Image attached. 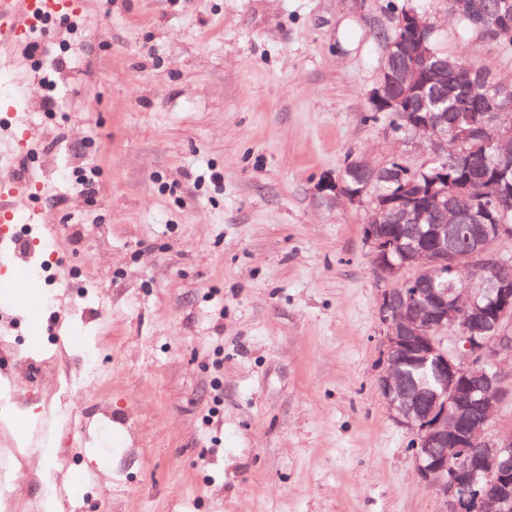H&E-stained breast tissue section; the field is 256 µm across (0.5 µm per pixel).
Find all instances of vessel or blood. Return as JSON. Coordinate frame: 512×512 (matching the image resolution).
<instances>
[{
    "instance_id": "b4317fda",
    "label": "vessel or blood",
    "mask_w": 512,
    "mask_h": 512,
    "mask_svg": "<svg viewBox=\"0 0 512 512\" xmlns=\"http://www.w3.org/2000/svg\"><path fill=\"white\" fill-rule=\"evenodd\" d=\"M66 0H0V57L26 39L45 19L63 15ZM23 184L0 170V222L14 212Z\"/></svg>"
}]
</instances>
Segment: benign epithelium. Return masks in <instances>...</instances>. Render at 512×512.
<instances>
[{
  "label": "benign epithelium",
  "mask_w": 512,
  "mask_h": 512,
  "mask_svg": "<svg viewBox=\"0 0 512 512\" xmlns=\"http://www.w3.org/2000/svg\"><path fill=\"white\" fill-rule=\"evenodd\" d=\"M397 28L418 33L387 46L375 104L394 109L400 96L415 97L406 122L424 139L430 153L441 151L453 136L478 140L512 154V124L499 116L512 107V88L502 84L482 102L489 118L448 128V97L429 94L443 76L473 88L471 69L457 61L438 60L423 36L418 13L400 15ZM399 169L401 189L388 199H373L366 224L374 271L385 287L378 294L377 316L383 327V357L377 387L393 420L413 435V455L420 478L444 501V512H512V434L492 436L495 409L512 403V371L498 367L501 347L512 343V254L491 248L490 241L512 240V226L486 227L485 216L469 198L448 193V169L436 171L431 201L420 206ZM433 225L432 241L402 246L389 224ZM470 223L475 229L463 250L448 245V226ZM396 253L399 261L390 259ZM473 267L462 288L448 284V268ZM422 367L432 381L424 386L406 380L403 367ZM461 459L452 466L450 462Z\"/></svg>",
  "instance_id": "1"
}]
</instances>
